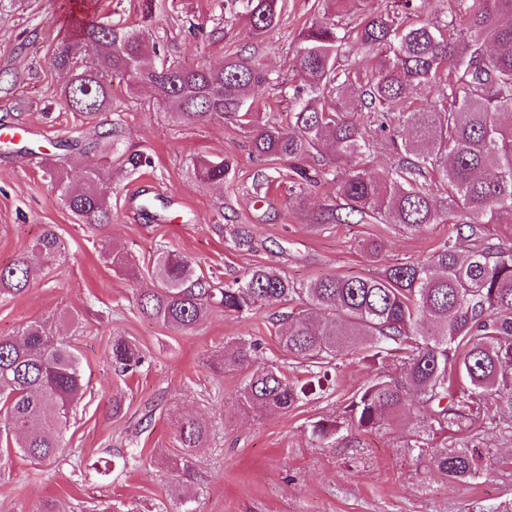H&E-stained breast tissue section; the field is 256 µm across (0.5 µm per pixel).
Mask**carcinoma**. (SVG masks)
Masks as SVG:
<instances>
[{
	"instance_id": "obj_1",
	"label": "carcinoma",
	"mask_w": 512,
	"mask_h": 512,
	"mask_svg": "<svg viewBox=\"0 0 512 512\" xmlns=\"http://www.w3.org/2000/svg\"><path fill=\"white\" fill-rule=\"evenodd\" d=\"M249 20V35L260 38L280 21L282 0H233ZM323 19L297 38L296 66L303 88L288 127L261 123L247 106L249 92L261 85L284 88L279 75L256 53L228 56L217 65L187 68L175 63L146 65L154 47L141 31L102 21L83 10L68 15L70 33L53 61L69 74L63 101L88 115L112 109L107 77H128L145 85L183 124L214 119L257 124L253 153L265 161L319 154L347 167L336 193L347 212L319 215L320 223L352 221L397 224L412 236L432 224L450 223L455 239L440 244L429 263L405 262L373 276L326 275L293 282L277 269L260 265L219 287L197 270L193 260L169 251L154 260L160 286L137 298L144 317L183 332L194 330L216 308L247 316L275 306L279 344L288 357L311 367L295 379L271 363L252 373L240 389L243 403L257 409L287 411L304 398L333 386L336 359L350 351L386 362L404 353L399 371L379 374L354 394L347 406L348 426L368 431L413 401L439 429L467 420L477 424L482 403L495 397L499 412L512 417V0H441L442 18L417 20L423 0H395L391 7L363 13L351 29L339 14L362 0H324ZM354 39L374 52L370 69L343 61ZM433 86L437 100L426 104L418 88ZM360 101L361 107L354 106ZM398 114L390 139L401 142L398 164L381 173L362 166L372 151V129L389 128L385 114ZM120 123L95 132L99 162L79 180L61 168L48 172L64 205L83 224L112 223V208L98 190L102 162L116 155L134 170L149 163L144 154L123 149ZM203 184L230 179V157L192 162ZM438 177L445 197L426 187ZM225 239L251 250L256 229L224 227ZM44 260L64 257L63 241L50 229L34 243ZM34 269L24 255L0 267V299L27 291ZM253 342L224 343L220 368L250 364ZM112 366L127 372L140 365L137 346L112 340ZM84 393L80 360L60 317L31 321L11 336H0V434L17 453L38 461L60 457L70 410ZM340 426L319 420L310 434L328 445ZM214 423L182 415L174 424L177 452L167 470L181 486L178 512H195L193 457L205 447ZM448 480L470 481L479 474L481 452L466 444L453 448L416 445Z\"/></svg>"
}]
</instances>
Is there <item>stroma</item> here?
Masks as SVG:
<instances>
[{
	"label": "stroma",
	"instance_id": "obj_1",
	"mask_svg": "<svg viewBox=\"0 0 512 512\" xmlns=\"http://www.w3.org/2000/svg\"><path fill=\"white\" fill-rule=\"evenodd\" d=\"M223 2L157 0L152 34L164 47L149 64L193 67L258 49L289 90L254 88L252 109L287 126L294 106L291 88L299 82L295 38L320 16L321 0H284L279 26L258 41L249 37L241 14L226 12ZM73 7L90 8L108 22L140 21L138 0H25L22 10L0 14V69L19 75L12 95L0 97V124L28 132L20 144L0 143V266L31 251L46 229L66 244L61 262L37 265L23 295L0 300V336L54 313L78 316L68 335L85 380L61 463L6 453L0 441V455L9 456L0 464V512H35L46 498L56 499L65 512H94L101 502L162 512L175 495L164 457L176 446L173 423L182 413L222 419L208 447L195 456L196 512H512V424L495 419L491 401L484 429L472 440L482 452L480 473L467 482L446 480L418 459L412 446L428 433L420 412L395 416L379 430L337 440L335 447H315L311 422L345 424L352 395L378 372H395L400 352L391 353L382 368L359 353L341 355L332 392L310 396L285 413L265 412L239 398L247 370L218 373L212 365L225 341L242 337L258 343V364L275 362L290 376L305 377V366L279 345L272 308L246 317L217 309L191 332L139 314L136 295L156 287L151 270L164 250L194 260L205 274L224 282L258 265L305 282L330 274L370 276L398 262H428L452 227L433 224L412 237L396 225L376 222L314 226V215L339 203L332 182L301 184L292 161L258 159L251 152L254 125L219 119L173 123L148 89L132 88L124 79L111 82L113 110L92 116L68 110L61 99L67 77L55 67L53 50ZM116 118L125 127L127 145L150 163L135 173L117 160L107 165L99 189L112 205V221L79 223L45 167L62 157L70 177H78L97 163V154L64 153L58 141L79 132L93 137ZM225 155L235 162L228 182L195 181L193 158ZM260 170L272 178L261 191L254 185ZM300 196L301 206L295 203ZM145 197L168 201L162 220L140 212ZM228 224L255 225V247H231L224 239ZM366 238L384 242L378 260L359 250ZM109 247L128 255L136 276L112 267L104 257ZM116 336L134 342L143 355L136 371L123 374L111 366L108 353ZM116 399L122 404L117 415L112 412ZM132 453L137 465L124 466Z\"/></svg>",
	"mask_w": 512,
	"mask_h": 512
}]
</instances>
